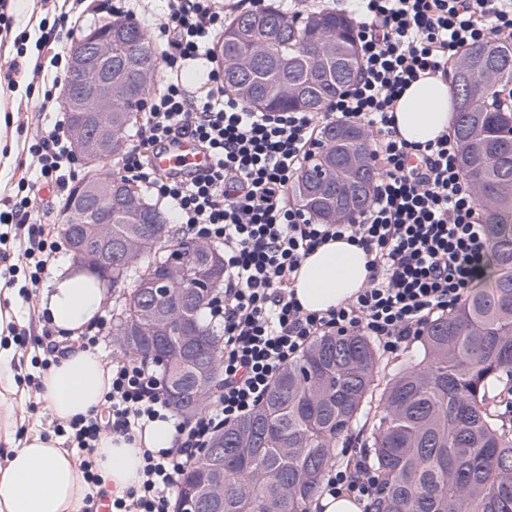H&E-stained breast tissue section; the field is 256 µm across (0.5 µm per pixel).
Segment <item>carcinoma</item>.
Wrapping results in <instances>:
<instances>
[{"mask_svg": "<svg viewBox=\"0 0 512 512\" xmlns=\"http://www.w3.org/2000/svg\"><path fill=\"white\" fill-rule=\"evenodd\" d=\"M112 27V157L123 155L140 122L129 109L134 79H160V62L146 24L114 18ZM351 19L319 9L294 19L288 4L270 0L260 13L241 11L224 25L214 51L224 90L263 111L321 112L355 80L360 60ZM512 84V45L494 39L462 49L450 65L456 101L453 129L461 170L485 214L495 273L460 307L427 325L418 348L387 371L367 336L317 337L288 364L250 413L219 430L210 445L224 455L199 457L180 479L179 505L192 512H309L336 447L357 424L373 419L363 444L381 478L372 512H512V420L503 405L512 396V112L495 107ZM321 152L297 176L291 196L321 224L336 212L368 205L378 171L362 128L328 124ZM77 189L103 194L107 178L123 195L150 201L118 174ZM70 193L63 206L71 252L97 245V224ZM144 206L112 199V288L125 292L112 314L120 348L135 359L165 352L166 395L175 411L202 413L221 372V337L206 322L216 270L206 253L161 224L155 250ZM183 255L171 294L150 295L154 279L170 275L169 256ZM194 327L214 365L190 363L191 341L177 326Z\"/></svg>", "mask_w": 512, "mask_h": 512, "instance_id": "carcinoma-1", "label": "carcinoma"}]
</instances>
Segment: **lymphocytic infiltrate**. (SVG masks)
<instances>
[{
    "instance_id": "f902f5d3",
    "label": "lymphocytic infiltrate",
    "mask_w": 512,
    "mask_h": 512,
    "mask_svg": "<svg viewBox=\"0 0 512 512\" xmlns=\"http://www.w3.org/2000/svg\"><path fill=\"white\" fill-rule=\"evenodd\" d=\"M170 21L155 32L168 44L166 85L150 97L136 138L121 160L126 179L143 184L176 211L183 236L224 247V291L209 305L224 336L220 385L205 413L175 416L159 372L144 360H116L100 410L56 425L76 448L87 484L98 482L94 453L103 429L134 440L148 423L172 420L174 444L144 449L142 479L112 503L113 512H170L179 475L212 435L249 413L271 382L317 337L362 335L389 357L411 348L426 326L455 310L489 259L484 217L444 134L423 144L399 139L392 113L405 87L424 75L447 78L458 50L494 39L512 44V0H355L358 81L325 111H261L218 92L221 72L212 43L224 27L218 0H169ZM198 69L197 91L182 82ZM361 126L378 177L362 213L320 224L292 205L290 188L322 126ZM191 137L213 159L190 181L159 176L148 150ZM42 182L67 192L73 174L63 122L46 128L33 149ZM27 200L0 213V244L18 243L29 270V298L55 257L29 220ZM332 239L362 246L368 284L325 312L295 298L302 259ZM380 481L366 459L331 465L321 495L371 506Z\"/></svg>"
}]
</instances>
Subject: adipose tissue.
Masks as SVG:
<instances>
[{
    "mask_svg": "<svg viewBox=\"0 0 512 512\" xmlns=\"http://www.w3.org/2000/svg\"><path fill=\"white\" fill-rule=\"evenodd\" d=\"M451 95L445 80L423 76L411 83L394 112L400 138L423 143L447 132L453 119ZM368 257L362 247L329 240L301 262L295 295L308 312H323L357 295L368 281ZM106 298L102 283L83 272L52 276L44 289L41 308L63 331L80 335L93 328ZM15 351L0 345V512H79L89 491L72 453L60 439L31 432L16 440V414L22 408L13 366ZM111 372L101 355L78 349L59 357L42 378V395L50 412L61 421L99 409L111 384ZM170 422L149 424L141 442H127L102 433L96 468L116 495L136 486L142 467L141 447L168 448L173 444Z\"/></svg>",
    "mask_w": 512,
    "mask_h": 512,
    "instance_id": "1",
    "label": "adipose tissue"
}]
</instances>
